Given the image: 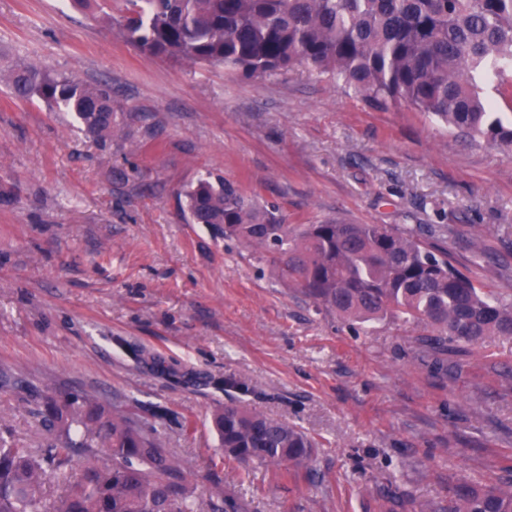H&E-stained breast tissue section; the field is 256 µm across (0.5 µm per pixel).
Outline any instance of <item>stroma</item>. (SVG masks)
I'll use <instances>...</instances> for the list:
<instances>
[{
	"instance_id": "1",
	"label": "stroma",
	"mask_w": 512,
	"mask_h": 512,
	"mask_svg": "<svg viewBox=\"0 0 512 512\" xmlns=\"http://www.w3.org/2000/svg\"><path fill=\"white\" fill-rule=\"evenodd\" d=\"M18 60L110 84L124 117L103 147L0 83V368L145 422L158 404L187 417L163 436L199 473L230 401L318 442L283 484L225 460L242 512H419L447 504L449 478L512 481V339L437 372L424 327L325 311L272 255L188 223L182 196L212 174L292 224H419L475 286L507 293L511 151L302 66L261 78L145 55L112 0H0V67ZM0 435L46 445L21 397L0 404Z\"/></svg>"
}]
</instances>
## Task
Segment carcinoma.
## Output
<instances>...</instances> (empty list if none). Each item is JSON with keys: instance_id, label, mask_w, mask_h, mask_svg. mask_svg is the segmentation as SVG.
Here are the masks:
<instances>
[{"instance_id": "1", "label": "carcinoma", "mask_w": 512, "mask_h": 512, "mask_svg": "<svg viewBox=\"0 0 512 512\" xmlns=\"http://www.w3.org/2000/svg\"><path fill=\"white\" fill-rule=\"evenodd\" d=\"M126 38L148 55L262 77L305 65L371 103L403 101L460 136L512 149V119L493 115L492 89L512 96V0H121ZM12 95L72 112L105 144L120 131L112 87L19 63ZM192 223L260 251L324 308L360 322L398 319L429 329L422 357L439 365L491 337H512V294L475 287L448 252L427 246L421 225L288 224L224 178L185 190ZM27 382L0 369V393ZM49 443L22 448L0 436V512H239L215 470L207 502L193 496L190 467L154 424L90 394L35 389ZM221 454L280 470H310L315 444L294 425L241 402L213 416ZM108 449L105 457L98 449ZM53 477L63 491L46 501ZM447 512H512V482L448 485Z\"/></svg>"}]
</instances>
